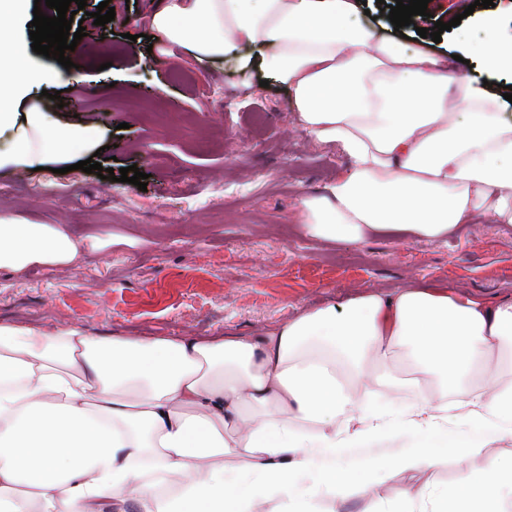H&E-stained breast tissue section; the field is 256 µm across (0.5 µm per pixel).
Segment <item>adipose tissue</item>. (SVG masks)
Here are the masks:
<instances>
[{"mask_svg": "<svg viewBox=\"0 0 512 512\" xmlns=\"http://www.w3.org/2000/svg\"><path fill=\"white\" fill-rule=\"evenodd\" d=\"M30 0H0V170L71 162L105 131L63 123L35 92L58 80L8 38ZM142 22L195 61L257 51L299 128L348 161L301 201L314 238L444 240L512 226L504 90L449 55L352 24L361 0H151ZM59 224L0 210V269L66 265ZM402 355L430 378L385 398ZM497 367H490L491 357ZM512 299L433 282L306 308L260 336L127 338L0 323V512H512ZM363 393H356L358 384ZM242 463L224 469V456ZM454 466L456 479L394 477ZM416 381L418 383V389L416 391L410 390L408 386H406L408 384L407 382L396 386L383 387L382 391L386 397L397 402L414 399L418 397V395L429 396L433 384L421 376H419ZM456 472L448 468V470H441L434 473H425L423 475L416 476L415 478L409 477V475H399L395 477L388 486L383 490L385 495L391 496L395 493L399 492L406 484L411 481H426L433 480L434 478L437 480L445 481L448 479H453L456 476Z\"/></svg>", "mask_w": 512, "mask_h": 512, "instance_id": "obj_1", "label": "adipose tissue"}]
</instances>
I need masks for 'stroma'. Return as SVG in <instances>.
<instances>
[{"label": "stroma", "instance_id": "obj_1", "mask_svg": "<svg viewBox=\"0 0 512 512\" xmlns=\"http://www.w3.org/2000/svg\"><path fill=\"white\" fill-rule=\"evenodd\" d=\"M81 65L66 70L59 100L43 106L63 122L106 129L107 156L148 173L146 190L73 170L0 171V210L66 225L80 242L69 265L0 269V323L80 327L91 336H257L305 307L368 289L391 292L440 282L490 301L512 296V228L472 224L444 241L388 235L331 243L309 237L301 197L319 195L345 159L298 130L287 88L244 87L246 46L201 64L146 40V0H111L114 21L95 25L86 0ZM472 15L440 42L418 28ZM407 45L485 65L486 18L512 35V0H430ZM264 115L262 126L253 113Z\"/></svg>", "mask_w": 512, "mask_h": 512}]
</instances>
